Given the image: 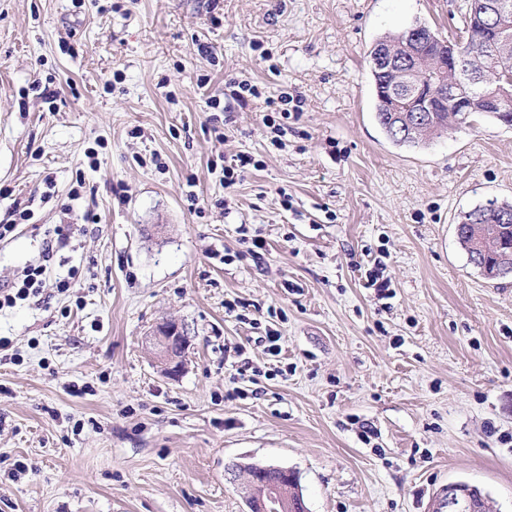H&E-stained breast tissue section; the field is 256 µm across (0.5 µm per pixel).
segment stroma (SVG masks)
<instances>
[{
  "mask_svg": "<svg viewBox=\"0 0 512 512\" xmlns=\"http://www.w3.org/2000/svg\"><path fill=\"white\" fill-rule=\"evenodd\" d=\"M465 11L0 0V224L30 213L0 285L47 266L41 303L0 310V512H247L227 474L247 463L294 471L308 512H427L455 481L512 512V276L486 279L456 234L512 204V127L472 114L408 147L374 117L375 40L418 22L454 40ZM233 77L301 96L284 148L263 101L210 107ZM241 153L256 166L225 187ZM170 320L175 377L152 340Z\"/></svg>",
  "mask_w": 512,
  "mask_h": 512,
  "instance_id": "35a3bbf8",
  "label": "stroma"
}]
</instances>
